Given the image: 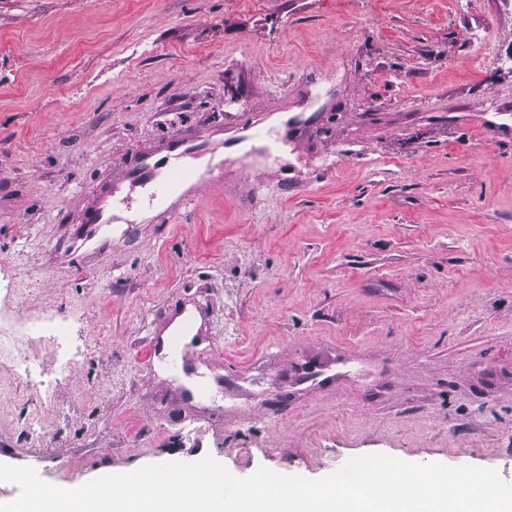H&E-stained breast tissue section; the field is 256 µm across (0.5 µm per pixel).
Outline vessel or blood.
Here are the masks:
<instances>
[{
	"instance_id": "vessel-or-blood-1",
	"label": "vessel or blood",
	"mask_w": 512,
	"mask_h": 512,
	"mask_svg": "<svg viewBox=\"0 0 512 512\" xmlns=\"http://www.w3.org/2000/svg\"><path fill=\"white\" fill-rule=\"evenodd\" d=\"M272 129L261 121H252L229 130L224 139L207 146L184 143L176 146L171 155L161 160L144 159L139 171L129 176L127 187L105 191L85 218L92 236L110 233L113 225L128 223L134 204L150 206L167 203V215L195 199L211 186L222 185L217 171L220 156L227 147L246 141L269 140ZM200 327L194 316L183 317L168 333V350L173 364L184 363L188 356L186 340L199 335Z\"/></svg>"
}]
</instances>
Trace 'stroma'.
I'll use <instances>...</instances> for the list:
<instances>
[{"instance_id":"1","label":"stroma","mask_w":512,"mask_h":512,"mask_svg":"<svg viewBox=\"0 0 512 512\" xmlns=\"http://www.w3.org/2000/svg\"><path fill=\"white\" fill-rule=\"evenodd\" d=\"M274 116L289 163L82 242L143 156ZM0 271L53 382L0 359V462L51 484L370 453L512 482V0H0ZM186 308L216 360L175 369Z\"/></svg>"}]
</instances>
